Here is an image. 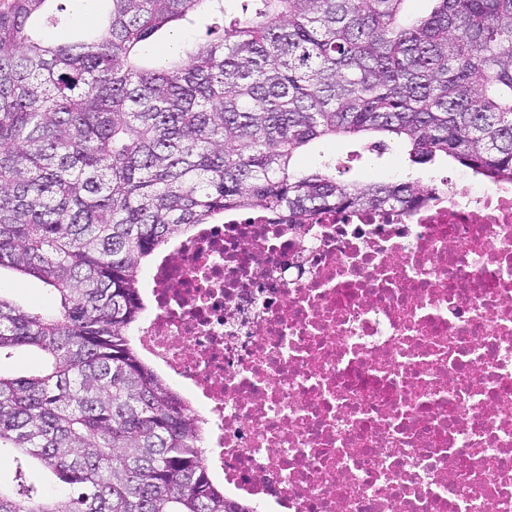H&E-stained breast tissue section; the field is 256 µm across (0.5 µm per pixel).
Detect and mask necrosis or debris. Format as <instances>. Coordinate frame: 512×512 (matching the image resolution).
Segmentation results:
<instances>
[{
  "label": "necrosis or debris",
  "mask_w": 512,
  "mask_h": 512,
  "mask_svg": "<svg viewBox=\"0 0 512 512\" xmlns=\"http://www.w3.org/2000/svg\"><path fill=\"white\" fill-rule=\"evenodd\" d=\"M136 342L251 512H512V182L171 241Z\"/></svg>",
  "instance_id": "4bbe7bcc"
}]
</instances>
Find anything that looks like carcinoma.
I'll use <instances>...</instances> for the list:
<instances>
[{"mask_svg": "<svg viewBox=\"0 0 512 512\" xmlns=\"http://www.w3.org/2000/svg\"><path fill=\"white\" fill-rule=\"evenodd\" d=\"M105 0L91 34L41 40L57 0H0V270L51 287L52 311L0 292V512H251L210 481L189 404L132 344L140 272L228 211L303 224L322 211L409 208L420 181L347 184L338 160L296 169L316 140L400 139L512 180V0ZM204 13L205 37L150 66L138 45ZM38 464L47 495L28 478ZM41 367V359L31 350L20 348L9 358L2 357L1 372L4 375H25L37 371Z\"/></svg>", "mask_w": 512, "mask_h": 512, "instance_id": "carcinoma-1", "label": "carcinoma"}]
</instances>
